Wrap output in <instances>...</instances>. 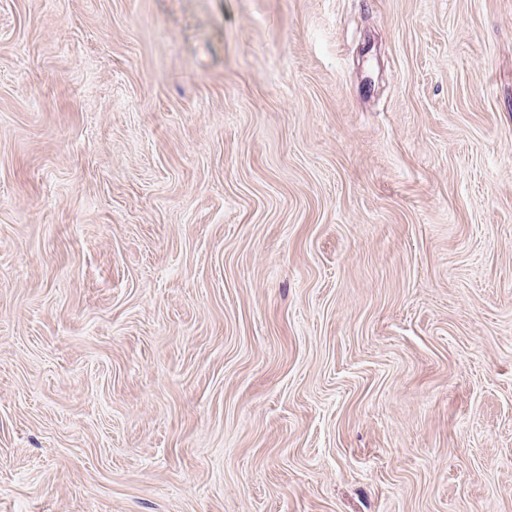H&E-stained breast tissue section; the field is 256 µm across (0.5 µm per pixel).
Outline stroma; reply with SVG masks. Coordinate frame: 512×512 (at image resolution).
<instances>
[{"label":"stroma","instance_id":"obj_1","mask_svg":"<svg viewBox=\"0 0 512 512\" xmlns=\"http://www.w3.org/2000/svg\"><path fill=\"white\" fill-rule=\"evenodd\" d=\"M0 512H512V0H0Z\"/></svg>","mask_w":512,"mask_h":512}]
</instances>
